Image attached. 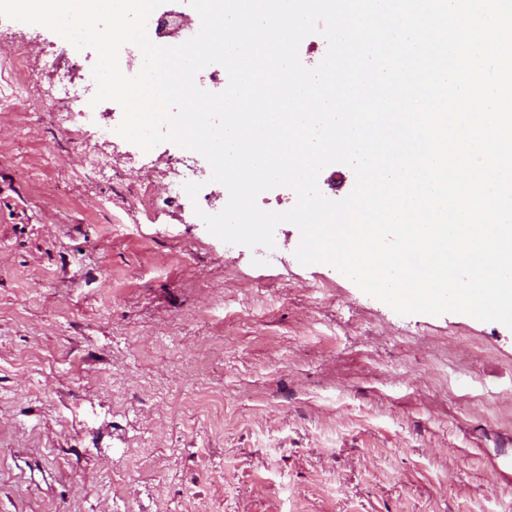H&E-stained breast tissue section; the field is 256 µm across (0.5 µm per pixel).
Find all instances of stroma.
Listing matches in <instances>:
<instances>
[{"instance_id":"obj_1","label":"stroma","mask_w":512,"mask_h":512,"mask_svg":"<svg viewBox=\"0 0 512 512\" xmlns=\"http://www.w3.org/2000/svg\"><path fill=\"white\" fill-rule=\"evenodd\" d=\"M0 112V512H512V330L401 316L298 229L268 253L188 220L113 137L91 174L45 110L51 30ZM152 163L156 222L132 194Z\"/></svg>"}]
</instances>
